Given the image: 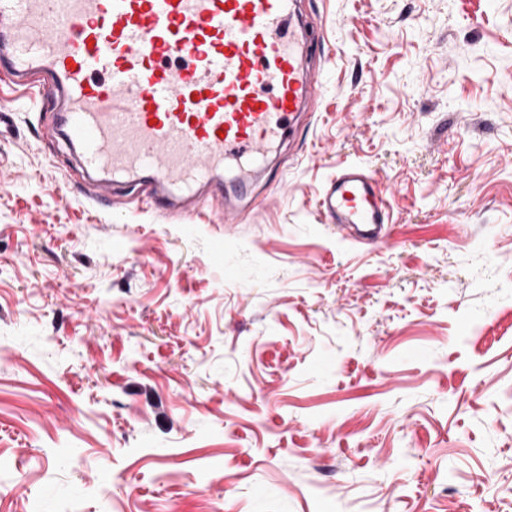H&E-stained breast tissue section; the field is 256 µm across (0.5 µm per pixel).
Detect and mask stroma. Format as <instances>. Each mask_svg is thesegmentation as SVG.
<instances>
[{"mask_svg":"<svg viewBox=\"0 0 512 512\" xmlns=\"http://www.w3.org/2000/svg\"><path fill=\"white\" fill-rule=\"evenodd\" d=\"M237 224L91 201L0 76V512H512V0H300ZM390 235L316 205L338 166ZM386 193L360 164L339 167L325 183L318 205L333 224H340L357 240L382 243L388 235L383 216Z\"/></svg>","mask_w":512,"mask_h":512,"instance_id":"stroma-1","label":"stroma"}]
</instances>
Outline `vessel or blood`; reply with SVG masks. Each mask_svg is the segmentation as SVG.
I'll return each instance as SVG.
<instances>
[{
	"instance_id": "b4317fda",
	"label": "vessel or blood",
	"mask_w": 512,
	"mask_h": 512,
	"mask_svg": "<svg viewBox=\"0 0 512 512\" xmlns=\"http://www.w3.org/2000/svg\"><path fill=\"white\" fill-rule=\"evenodd\" d=\"M296 0H0V74L37 90L57 136L117 206L143 186L171 217L214 194L232 224L252 194L253 163L295 139L319 90ZM239 164L236 183L224 166ZM386 195L362 165L339 167L318 205L350 236L384 242Z\"/></svg>"
}]
</instances>
